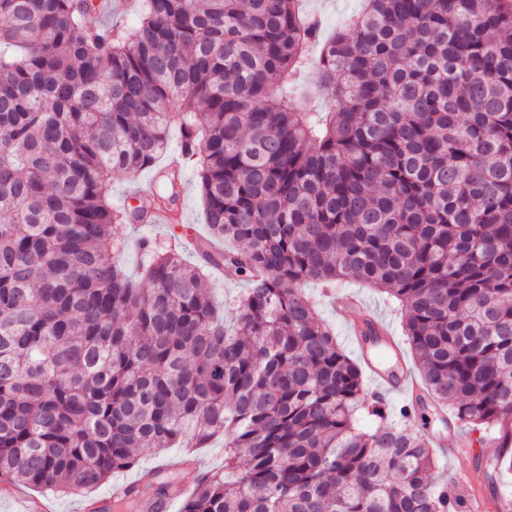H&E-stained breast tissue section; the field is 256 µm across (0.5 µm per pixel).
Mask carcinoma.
Here are the masks:
<instances>
[{"mask_svg": "<svg viewBox=\"0 0 512 512\" xmlns=\"http://www.w3.org/2000/svg\"><path fill=\"white\" fill-rule=\"evenodd\" d=\"M363 2L327 36L302 0H138L101 28L97 0H0V480L79 494L222 436L181 512H467L301 290L348 275L512 472V0ZM175 135L207 233L197 262L143 241L137 280L121 226L177 202ZM145 170L152 197L113 207ZM212 271L246 285L229 322ZM171 493L154 471L113 509ZM152 172L143 171L135 177H129L123 174H115L112 176V204L122 207L121 201L127 192L137 183L150 181Z\"/></svg>", "mask_w": 512, "mask_h": 512, "instance_id": "carcinoma-1", "label": "carcinoma"}]
</instances>
